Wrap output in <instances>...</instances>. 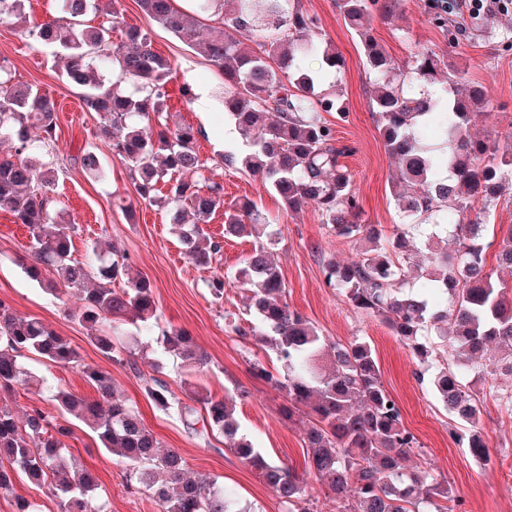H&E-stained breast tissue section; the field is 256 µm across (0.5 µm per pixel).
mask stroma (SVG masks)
<instances>
[{"mask_svg":"<svg viewBox=\"0 0 512 512\" xmlns=\"http://www.w3.org/2000/svg\"><path fill=\"white\" fill-rule=\"evenodd\" d=\"M427 0H402L393 17L375 22L373 35L384 50L401 62L410 53L431 50L447 57L449 63L465 70L468 79L482 84L490 103L472 117V129L481 136L504 140L512 130V49L497 39L474 34V20L463 5H455L451 19L458 30L456 39L434 24L427 13ZM303 12L317 21L315 39L334 44L344 60L340 75L325 76L323 93L340 100L345 119L328 113L326 119L336 129L340 144L350 152L343 162L352 175L363 214L370 223L391 232L402 217L393 200L392 176L395 161L385 148L370 112L373 77L367 70L358 38L338 14L335 0H300ZM120 11L122 23L144 30L154 50L169 58L174 71L167 86L166 110L171 121L197 129V149L207 175L224 186L225 201L248 198L273 221L279 232L274 257L286 284V299L292 309L311 320L323 336L348 343L362 338L372 346L382 381L402 409L405 426L419 439L421 448L410 458L411 465L435 468L445 475L458 495L463 512H512V418L508 417L496 393L474 374L464 377L481 409L477 429L489 448L491 463L483 465L465 444L456 440L466 424L448 413L435 396L430 377L409 348L381 321L363 316L324 282L322 265L329 259L347 260L356 245L336 238L321 221L315 205L300 214L285 210L280 199L261 179L243 169L225 165L224 153L230 145L224 139L229 122L224 116V79L202 58L140 11L137 0H101L100 9L88 13L85 25L111 26L113 11ZM57 0H26L21 14L0 21V61L6 62L14 83L30 85L46 94L55 104L57 137L52 147L40 155L42 162L56 167L59 178L54 187L61 220L76 224L74 258L84 261L91 242L99 240L124 252L131 273L150 280L160 313L153 336L176 327L193 336L208 357L203 375L217 394L238 388L250 391L249 399L236 403L238 421L262 452L275 462L302 467L307 451L301 425L289 422L283 410L284 395L271 388L253 369L261 361L268 370L278 369L274 356L262 350L255 337L241 338L228 327L225 317H247V300L241 288L226 285L223 300L211 297L207 282L212 275L237 269L254 248L253 238L225 237L224 213L216 211L205 230L223 248L211 269L196 267L166 220V212L143 201L136 193L134 177L116 160L105 163L106 175L92 179L84 174L75 158L93 144L99 117L84 101L83 88L63 77L64 62L51 49L36 42L31 29L53 19ZM208 86L214 99L207 115H200L181 93L190 84ZM28 242V231L14 223L11 215L0 212V301L18 314L33 316L66 336L80 354L82 363L108 370L126 398L135 402L144 422L162 447L176 448L185 457L188 470L206 474L234 489L243 504L253 512H286V508L264 484L258 473L224 447L222 435H211L203 443L188 434L180 418L158 411L144 393L146 378L155 377L179 387L185 373L179 360L148 353L139 360L138 372L104 358L91 344V328L67 315L66 306L55 295L44 292L21 271L18 258ZM28 367L39 384H54L84 396L93 387L71 368H64L29 357ZM74 437L67 448L75 459L95 475L98 496L107 512H160L159 505L145 491L126 487V467L102 451L86 426L74 424Z\"/></svg>","mask_w":512,"mask_h":512,"instance_id":"1","label":"stroma"}]
</instances>
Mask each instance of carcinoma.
<instances>
[{"mask_svg": "<svg viewBox=\"0 0 512 512\" xmlns=\"http://www.w3.org/2000/svg\"><path fill=\"white\" fill-rule=\"evenodd\" d=\"M59 16L33 32L43 45L65 55L67 82L87 90V105L99 113L98 143L82 153L81 169L91 178L104 176L108 154L137 175L139 197L159 202L168 213L186 256L209 268L221 252L204 226L224 210V236L244 233L256 238L253 252L235 272L208 282L211 296L224 298L226 280L249 293L253 321L244 327L229 320L242 337L256 336L273 353L280 370L261 362L257 376L288 398V416L306 409L305 470L313 473L340 504V512H455L461 500L433 469L413 470L407 461L420 448L406 428L402 410L381 381L372 347L365 340L329 341L286 300V285L272 259L277 236L270 220L249 199L224 202V185L204 175L196 151L197 131L173 127L164 116L171 61L156 53L147 34L124 30L112 44V29L81 23L100 0H58ZM202 13L223 15L207 36L197 19L175 0H138L142 13L214 69L224 74V114L235 125L244 151L224 154L228 166L240 165L259 177L284 208L298 213L317 205L329 231L338 238L365 243L355 258L326 263L325 283L355 310L386 324L413 353L435 361L432 384L457 419L475 425L480 409L462 378L448 372V354L466 356L458 367L494 376L482 360L487 346L509 352L512 369V286L486 271L487 251L495 249L498 267L512 272V225L499 240L487 237L489 206L512 181V146L470 132L469 115L488 104L484 86L470 82L465 71L448 67L444 56L420 51L398 64L372 35L374 19L393 16L399 0H336L344 22L359 37L367 69L374 77L372 116L386 150L398 160L395 192L408 218L387 235L362 218L351 174L341 162L348 149L337 144L336 130L322 116L342 111L336 100L319 92L325 71L341 73L342 56L328 42L311 35L314 20L299 0H196ZM260 37L259 51L241 47L239 35ZM317 57L323 69L306 70L303 59ZM162 126L148 136L151 123ZM436 123L447 150L436 151L423 131ZM39 143L56 139L53 101L31 86L11 82L0 63V141L14 151L0 155V211L28 228L26 276L78 303V319L95 328L93 346L107 359L136 366L141 337L123 344L120 325H141L144 333L158 323V307L149 280L130 276L127 257L115 247L92 246L94 260L72 257L77 225L53 217L51 195L57 172L34 164L31 130ZM168 184L158 197V184ZM414 277L432 282L429 300L410 286ZM122 288L112 287L118 280ZM453 319L455 329L443 324ZM161 354L181 360L187 373L201 372L207 357L187 332L162 331ZM33 354L64 368H78L94 388L85 397L62 388L51 394L60 411L95 434L99 448L121 459L129 481L150 492L161 512H246L232 489L206 475H187L185 458L176 449H161L137 406L116 393L112 374L80 363L69 339L39 318L22 316L0 301V392L23 386L30 372L20 361ZM191 402L170 385L152 378L147 399L177 415L190 434L204 439L217 431L224 447L256 470L287 512H314L302 478L284 464L267 459L240 430L234 399L217 397L187 381ZM73 430L34 405L23 415L0 407V492L14 493L15 478L47 487L60 512H105L96 494L93 473L78 465L66 448ZM471 454L483 464L490 455L481 432L462 434Z\"/></svg>", "mask_w": 512, "mask_h": 512, "instance_id": "obj_1", "label": "carcinoma"}]
</instances>
